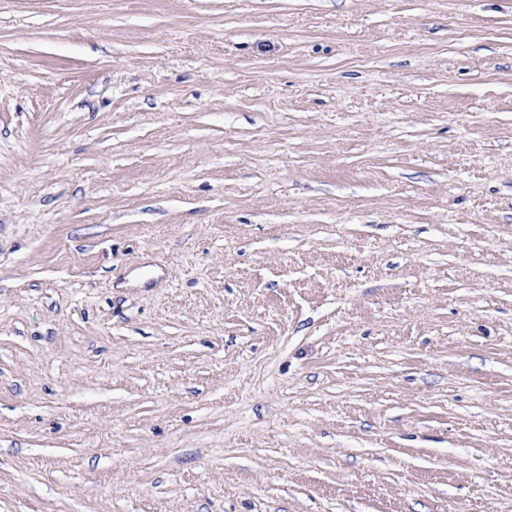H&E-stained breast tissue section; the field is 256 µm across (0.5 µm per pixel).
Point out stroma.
I'll list each match as a JSON object with an SVG mask.
<instances>
[{"mask_svg":"<svg viewBox=\"0 0 512 512\" xmlns=\"http://www.w3.org/2000/svg\"><path fill=\"white\" fill-rule=\"evenodd\" d=\"M0 512H512V0H0Z\"/></svg>","mask_w":512,"mask_h":512,"instance_id":"obj_1","label":"stroma"}]
</instances>
